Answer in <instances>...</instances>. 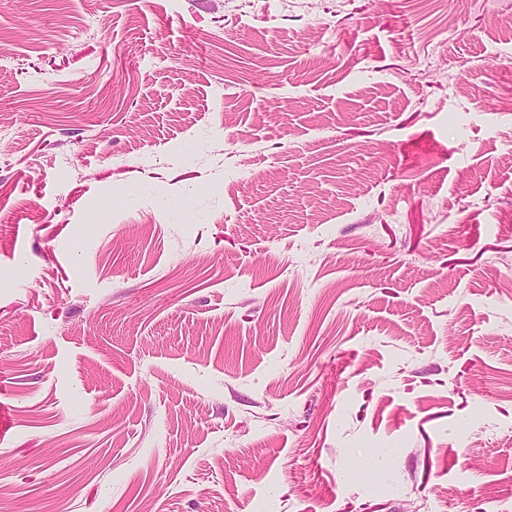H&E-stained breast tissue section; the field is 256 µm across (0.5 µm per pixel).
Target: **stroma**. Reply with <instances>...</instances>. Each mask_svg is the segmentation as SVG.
Masks as SVG:
<instances>
[{"label": "stroma", "mask_w": 512, "mask_h": 512, "mask_svg": "<svg viewBox=\"0 0 512 512\" xmlns=\"http://www.w3.org/2000/svg\"><path fill=\"white\" fill-rule=\"evenodd\" d=\"M0 512H512V0H0Z\"/></svg>", "instance_id": "35a3bbf8"}]
</instances>
